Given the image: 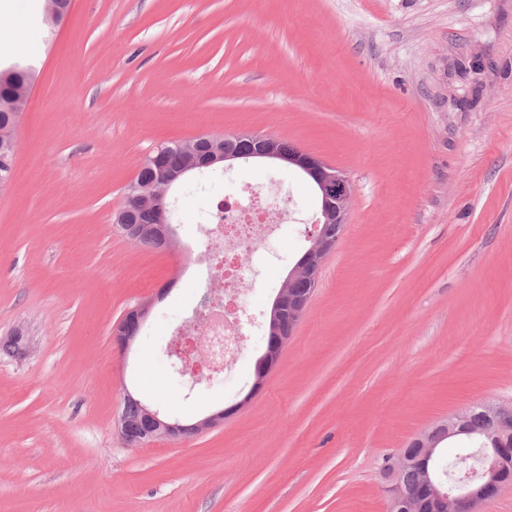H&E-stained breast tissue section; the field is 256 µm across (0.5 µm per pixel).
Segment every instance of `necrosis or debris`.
Instances as JSON below:
<instances>
[{
    "instance_id": "necrosis-or-debris-1",
    "label": "necrosis or debris",
    "mask_w": 512,
    "mask_h": 512,
    "mask_svg": "<svg viewBox=\"0 0 512 512\" xmlns=\"http://www.w3.org/2000/svg\"><path fill=\"white\" fill-rule=\"evenodd\" d=\"M271 206L265 192L256 191L249 198L234 199L218 205L214 222L203 242L211 267L223 273L219 295L221 302L211 309L200 329L199 344L214 352L217 362L238 354L237 336L243 335L249 319L240 308L238 297L247 280L255 276L254 269L243 267L240 256L262 255L269 234L267 211Z\"/></svg>"
}]
</instances>
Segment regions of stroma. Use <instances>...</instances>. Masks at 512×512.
Here are the masks:
<instances>
[{
    "mask_svg": "<svg viewBox=\"0 0 512 512\" xmlns=\"http://www.w3.org/2000/svg\"><path fill=\"white\" fill-rule=\"evenodd\" d=\"M36 80L0 191V512H388L385 456L468 407L512 405V0H0V62ZM251 131L353 184L306 313L260 390V323L317 231L282 164L197 172L178 245L114 217L163 143ZM275 180L290 220L241 304L256 323L212 382L166 350L210 277L194 247L225 197ZM151 305L128 354L111 331ZM186 423L128 446L123 392Z\"/></svg>",
    "mask_w": 512,
    "mask_h": 512,
    "instance_id": "35a3bbf8",
    "label": "stroma"
}]
</instances>
